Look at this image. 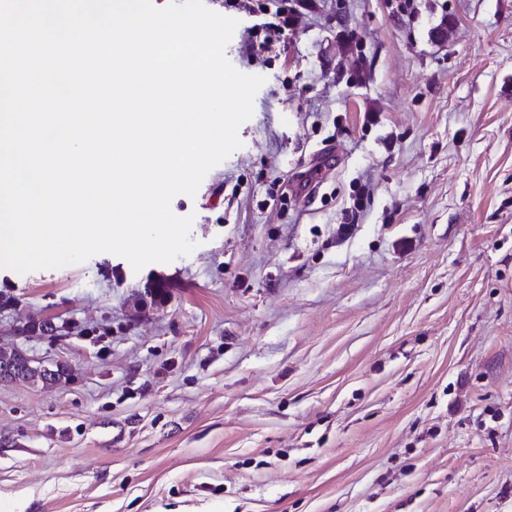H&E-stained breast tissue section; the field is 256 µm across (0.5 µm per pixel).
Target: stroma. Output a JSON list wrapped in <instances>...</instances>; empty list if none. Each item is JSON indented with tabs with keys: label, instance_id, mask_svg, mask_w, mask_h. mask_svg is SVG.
Listing matches in <instances>:
<instances>
[{
	"label": "stroma",
	"instance_id": "obj_1",
	"mask_svg": "<svg viewBox=\"0 0 512 512\" xmlns=\"http://www.w3.org/2000/svg\"><path fill=\"white\" fill-rule=\"evenodd\" d=\"M402 2L263 50L273 0H204L265 82L195 249L0 269L72 374L0 378V512H512V0Z\"/></svg>",
	"mask_w": 512,
	"mask_h": 512
}]
</instances>
